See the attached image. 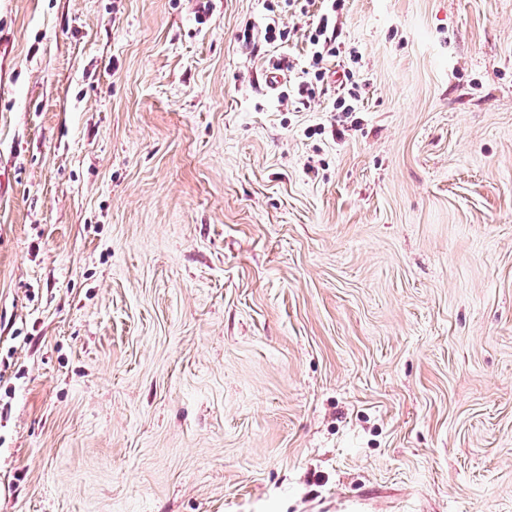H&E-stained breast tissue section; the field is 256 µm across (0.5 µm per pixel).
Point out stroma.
I'll list each match as a JSON object with an SVG mask.
<instances>
[{
	"label": "stroma",
	"instance_id": "stroma-1",
	"mask_svg": "<svg viewBox=\"0 0 512 512\" xmlns=\"http://www.w3.org/2000/svg\"><path fill=\"white\" fill-rule=\"evenodd\" d=\"M326 7L0 0V512H512V0ZM341 1H330L332 2L331 7L318 15L316 23H312L308 34L310 44V52L307 55L308 67H304L301 71L305 75L313 74L317 82H324L327 71H329L326 67L327 59L335 58L340 54V44L336 45V41L339 35L337 31L338 10L343 5Z\"/></svg>",
	"mask_w": 512,
	"mask_h": 512
}]
</instances>
